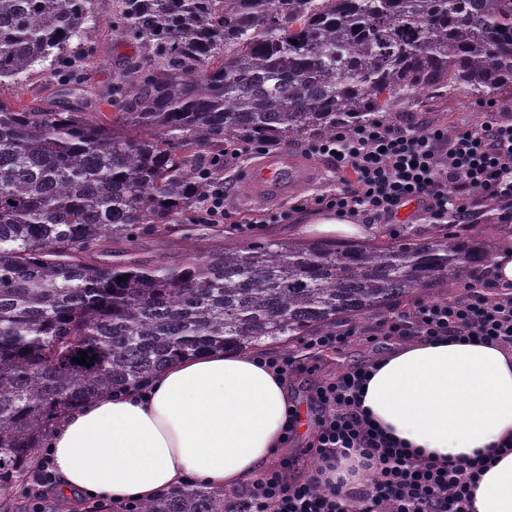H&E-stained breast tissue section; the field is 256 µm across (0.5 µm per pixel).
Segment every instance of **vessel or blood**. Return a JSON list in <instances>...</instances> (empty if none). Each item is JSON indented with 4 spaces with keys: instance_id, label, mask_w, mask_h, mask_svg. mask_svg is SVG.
<instances>
[{
    "instance_id": "vessel-or-blood-1",
    "label": "vessel or blood",
    "mask_w": 512,
    "mask_h": 512,
    "mask_svg": "<svg viewBox=\"0 0 512 512\" xmlns=\"http://www.w3.org/2000/svg\"><path fill=\"white\" fill-rule=\"evenodd\" d=\"M312 175L309 160L285 152L252 163L244 182L251 198L268 202L286 199L296 185L309 181Z\"/></svg>"
}]
</instances>
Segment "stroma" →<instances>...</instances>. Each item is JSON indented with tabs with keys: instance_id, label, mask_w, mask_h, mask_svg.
I'll list each match as a JSON object with an SVG mask.
<instances>
[{
	"instance_id": "obj_1",
	"label": "stroma",
	"mask_w": 512,
	"mask_h": 512,
	"mask_svg": "<svg viewBox=\"0 0 512 512\" xmlns=\"http://www.w3.org/2000/svg\"><path fill=\"white\" fill-rule=\"evenodd\" d=\"M114 0H96L97 22L84 34L79 51L85 59L77 76L82 83L81 90L70 91L56 83L45 81L40 72L30 73L18 81L0 86V98L15 105H40L51 109L56 107L77 108L83 104L84 91L95 94H111L119 76L132 64H145L146 59L135 40L123 37L112 29ZM512 114V93L503 92L492 97L490 107H483L480 99L466 91L430 92L415 101L395 108L393 123H411L423 130L442 127L448 130L493 119L499 113ZM287 151L310 159L318 170L314 184L291 192L287 200L278 203L259 202L249 199L242 180V169L246 164L260 159V152L245 149L239 157L224 164V209L227 219L221 221L220 229L234 241H242L238 227L254 221H261L257 240H273L281 243L303 238L305 225L313 223L321 208L316 200L330 194L336 188V163L332 158L310 152L306 141L288 140L279 146ZM278 216L275 224L267 223V216ZM211 230L208 226L180 225L167 237L157 238L143 234L129 243H116L108 259L114 263L130 260L154 264L160 261H174L185 256L189 250H204L209 245ZM388 313L378 312L354 319L337 321L340 330L357 329V336L338 350L317 352L308 348L305 337L299 336L288 344H267V354H286L295 357L298 368L288 378L289 399L302 411L306 418L304 433L295 434L288 446L272 462L273 467H285L289 480L301 481L313 474L319 462L309 450L314 441L320 422V409L316 389L324 382H330L347 369L370 362L389 352L397 342L396 337L378 333L379 324Z\"/></svg>"
}]
</instances>
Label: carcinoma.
Masks as SVG:
<instances>
[{"label":"carcinoma","instance_id":"cac0c4a2","mask_svg":"<svg viewBox=\"0 0 512 512\" xmlns=\"http://www.w3.org/2000/svg\"><path fill=\"white\" fill-rule=\"evenodd\" d=\"M92 2L0 0V80L72 56ZM115 13L148 63L115 89L122 111L0 99V498L42 466L76 404L180 356L286 344L431 295L492 257V240L440 229L103 259L114 239L193 220L231 142L331 137L438 90H512V0H116ZM14 512L79 510L46 486ZM118 512H224V492L179 488Z\"/></svg>","mask_w":512,"mask_h":512}]
</instances>
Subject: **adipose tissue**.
<instances>
[{
    "instance_id": "adipose-tissue-1",
    "label": "adipose tissue",
    "mask_w": 512,
    "mask_h": 512,
    "mask_svg": "<svg viewBox=\"0 0 512 512\" xmlns=\"http://www.w3.org/2000/svg\"><path fill=\"white\" fill-rule=\"evenodd\" d=\"M368 377L372 423L423 458L469 460L512 440V349L414 338ZM289 409L285 379L259 355L206 350L68 410L47 446L61 493L147 502L256 481L282 448ZM469 512H512V452L483 471Z\"/></svg>"
}]
</instances>
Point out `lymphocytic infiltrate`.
<instances>
[{
  "label": "lymphocytic infiltrate",
  "instance_id": "f902f5d3",
  "mask_svg": "<svg viewBox=\"0 0 512 512\" xmlns=\"http://www.w3.org/2000/svg\"><path fill=\"white\" fill-rule=\"evenodd\" d=\"M315 150L335 158L337 172L353 174L325 199L348 217L371 223L415 199L431 223L469 224L470 199L478 194L492 203L499 223H512L511 118L451 133L372 123L337 130ZM496 286L486 276L461 297L418 302L412 319L384 320V333L512 347V292L488 297ZM367 371L354 367L317 392L321 419L311 450L318 471L289 483L280 470H268L246 491L225 497V512H466L481 463L422 459L385 437L362 405ZM353 454L365 472L361 485L322 486L324 471Z\"/></svg>",
  "mask_w": 512,
  "mask_h": 512
}]
</instances>
